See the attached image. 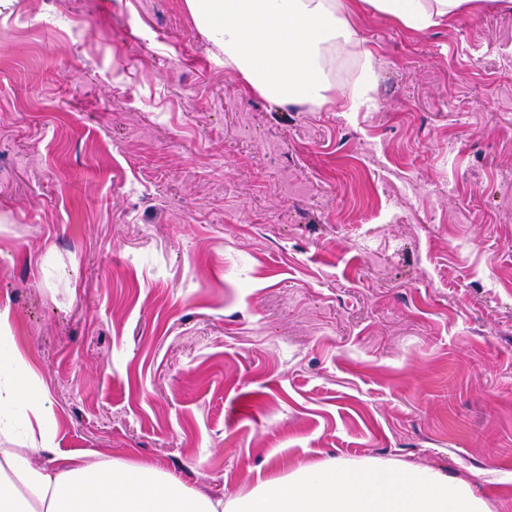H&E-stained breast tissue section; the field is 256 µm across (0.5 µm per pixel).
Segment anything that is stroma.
<instances>
[{"mask_svg": "<svg viewBox=\"0 0 512 512\" xmlns=\"http://www.w3.org/2000/svg\"><path fill=\"white\" fill-rule=\"evenodd\" d=\"M278 104L186 0L0 9V308L60 450L230 500L398 461L512 512V12L363 8Z\"/></svg>", "mask_w": 512, "mask_h": 512, "instance_id": "35a3bbf8", "label": "stroma"}]
</instances>
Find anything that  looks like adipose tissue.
<instances>
[{"label":"adipose tissue","instance_id":"obj_1","mask_svg":"<svg viewBox=\"0 0 512 512\" xmlns=\"http://www.w3.org/2000/svg\"><path fill=\"white\" fill-rule=\"evenodd\" d=\"M225 67L259 94L317 108L330 103L325 53L346 47L347 18L368 4L419 32L477 11L481 0H186ZM0 311V430L22 423L25 442L0 448V512H489L471 487L442 473L367 462H314L223 502L149 463L92 464L54 453L49 406Z\"/></svg>","mask_w":512,"mask_h":512}]
</instances>
